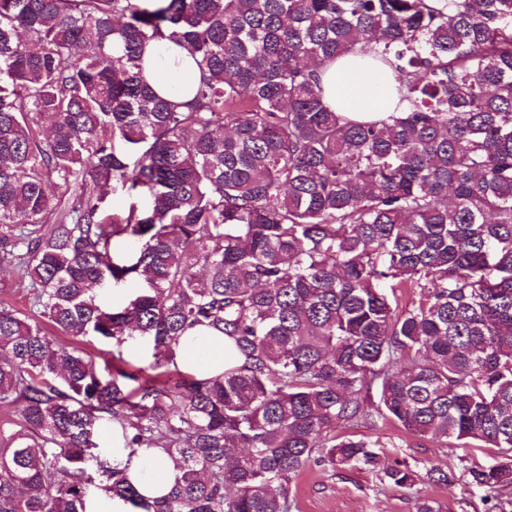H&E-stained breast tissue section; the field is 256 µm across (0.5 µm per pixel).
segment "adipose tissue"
<instances>
[{"label":"adipose tissue","instance_id":"ef3b65f1","mask_svg":"<svg viewBox=\"0 0 512 512\" xmlns=\"http://www.w3.org/2000/svg\"><path fill=\"white\" fill-rule=\"evenodd\" d=\"M144 60L159 94L179 101L190 99L199 71L186 48L165 40L160 46H147ZM371 62L367 55L358 60L340 59L319 68L324 99L332 110L354 121L380 120L396 111L399 94L395 82L385 71L372 67ZM190 338L189 350L182 353L183 369L202 378L223 372V339L200 331L192 332ZM112 462L126 468L130 480L146 497H155L160 481L173 480L175 475L172 464L157 467L142 457L131 460L121 450L113 452Z\"/></svg>","mask_w":512,"mask_h":512}]
</instances>
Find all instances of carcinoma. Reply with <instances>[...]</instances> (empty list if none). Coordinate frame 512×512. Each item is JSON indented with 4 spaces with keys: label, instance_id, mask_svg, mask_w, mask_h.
<instances>
[{
    "label": "carcinoma",
    "instance_id": "carcinoma-1",
    "mask_svg": "<svg viewBox=\"0 0 512 512\" xmlns=\"http://www.w3.org/2000/svg\"><path fill=\"white\" fill-rule=\"evenodd\" d=\"M162 40L195 60L189 101L145 72ZM367 54L405 108L350 121L317 69ZM118 188L133 202L110 214ZM0 265L36 309L0 306V403L22 407L0 429V512H87L95 472L140 512H290L310 463L378 465L384 444L336 434L376 417L494 449L468 474L506 512L512 0H0ZM127 281L133 299L102 305ZM401 288L420 289L404 311ZM196 329L224 338L221 374L179 368ZM133 331L161 372L80 346ZM103 422L128 458L174 465L164 494L94 453Z\"/></svg>",
    "mask_w": 512,
    "mask_h": 512
}]
</instances>
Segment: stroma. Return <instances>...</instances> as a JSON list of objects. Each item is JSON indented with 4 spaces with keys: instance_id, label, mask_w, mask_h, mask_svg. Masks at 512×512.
<instances>
[{
    "instance_id": "obj_1",
    "label": "stroma",
    "mask_w": 512,
    "mask_h": 512,
    "mask_svg": "<svg viewBox=\"0 0 512 512\" xmlns=\"http://www.w3.org/2000/svg\"><path fill=\"white\" fill-rule=\"evenodd\" d=\"M353 432L385 444L387 454L380 466L340 469L323 463L309 465L290 484L289 497L295 503L292 512H416L415 502L419 499L434 501L441 505L442 512H499L462 474L464 467L491 463L490 449L443 446L406 435L382 422L359 423ZM438 460L457 472L454 484L420 481L408 489L396 486L383 475L387 466H408L420 472Z\"/></svg>"
}]
</instances>
